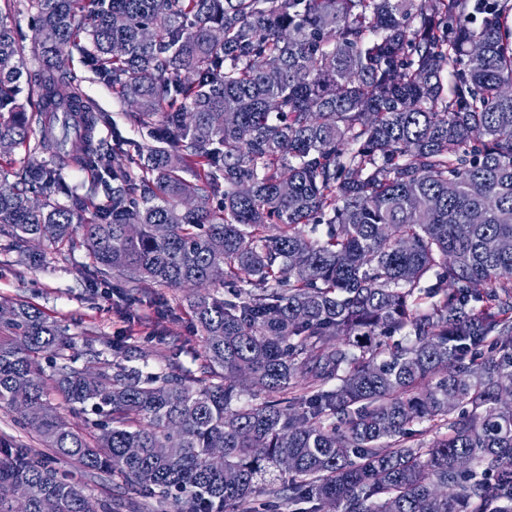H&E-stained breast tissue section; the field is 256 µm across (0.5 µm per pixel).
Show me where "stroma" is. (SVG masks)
<instances>
[{"label": "stroma", "mask_w": 512, "mask_h": 512, "mask_svg": "<svg viewBox=\"0 0 512 512\" xmlns=\"http://www.w3.org/2000/svg\"><path fill=\"white\" fill-rule=\"evenodd\" d=\"M70 66L81 77L86 95L106 117L99 127L100 137L108 138L117 132L138 143H149L146 130L130 125L125 106L80 56H72ZM86 261L81 249L64 260L37 268L0 255V301L33 304L64 326L79 344L91 340L100 346L123 337L130 364H145L156 370L175 360L198 370L199 364L192 355L202 352L203 347L187 316V289L166 288L158 292L143 287L140 303L128 311L110 286H88L82 275ZM71 473L85 494L99 500L120 501L122 512H160L153 499L122 485L120 480L76 467Z\"/></svg>", "instance_id": "1"}]
</instances>
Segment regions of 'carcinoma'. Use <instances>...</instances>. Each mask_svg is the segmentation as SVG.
Here are the masks:
<instances>
[{
  "label": "carcinoma",
  "instance_id": "obj_1",
  "mask_svg": "<svg viewBox=\"0 0 512 512\" xmlns=\"http://www.w3.org/2000/svg\"><path fill=\"white\" fill-rule=\"evenodd\" d=\"M3 5L0 157H25L0 249L38 266L79 245L129 299L197 287L204 355L199 377L148 372L119 339L75 354L0 310V407L49 450L0 436V512L121 508L54 460L173 512H512V0ZM75 52L154 144L96 138ZM43 357L88 429L48 401ZM425 422L447 429L426 447ZM13 26H16L26 35L27 40L24 43V57L26 61V67L30 72H33L37 67V61L34 59L32 54L33 37L34 31L32 27L30 15L21 8L12 13L8 19Z\"/></svg>",
  "mask_w": 512,
  "mask_h": 512
}]
</instances>
